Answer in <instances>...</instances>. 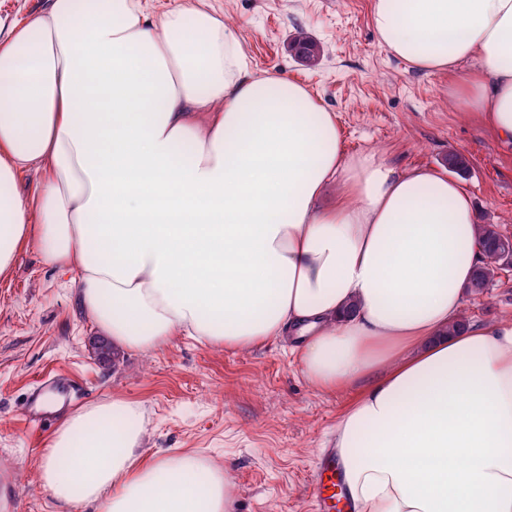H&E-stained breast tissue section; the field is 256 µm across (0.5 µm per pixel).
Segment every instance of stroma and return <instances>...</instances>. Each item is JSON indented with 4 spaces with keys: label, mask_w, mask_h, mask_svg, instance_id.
I'll return each mask as SVG.
<instances>
[{
    "label": "stroma",
    "mask_w": 512,
    "mask_h": 512,
    "mask_svg": "<svg viewBox=\"0 0 512 512\" xmlns=\"http://www.w3.org/2000/svg\"><path fill=\"white\" fill-rule=\"evenodd\" d=\"M206 3L234 30L251 71L303 84L334 112L346 153L440 171L448 152L463 155L461 180L480 223L512 237V155L459 109L447 73L418 72L378 45L372 0ZM300 31L318 48L316 65L289 49ZM74 278L43 268L28 247L0 279V512H59L38 482L42 445L67 408L115 395L140 404L146 452H196L229 468L235 512H312L320 460L354 391L317 390L288 341L241 349L180 336L150 353L118 348L100 362ZM462 314L488 323L512 317V276L466 298ZM59 375L70 380L55 390L62 405L36 412L32 392Z\"/></svg>",
    "instance_id": "1"
}]
</instances>
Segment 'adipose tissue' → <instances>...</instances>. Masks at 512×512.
I'll list each match as a JSON object with an SVG mask.
<instances>
[{
    "instance_id": "adipose-tissue-1",
    "label": "adipose tissue",
    "mask_w": 512,
    "mask_h": 512,
    "mask_svg": "<svg viewBox=\"0 0 512 512\" xmlns=\"http://www.w3.org/2000/svg\"><path fill=\"white\" fill-rule=\"evenodd\" d=\"M371 23L418 71L471 61L450 91L512 150V0H374ZM476 224L458 179L346 154L334 113L253 76L202 0H48L0 39V278L34 246L142 353L300 336L315 388L357 391L331 441L354 512H512V318L460 319ZM140 416L71 410L41 486L95 512H234L230 470L145 454Z\"/></svg>"
}]
</instances>
